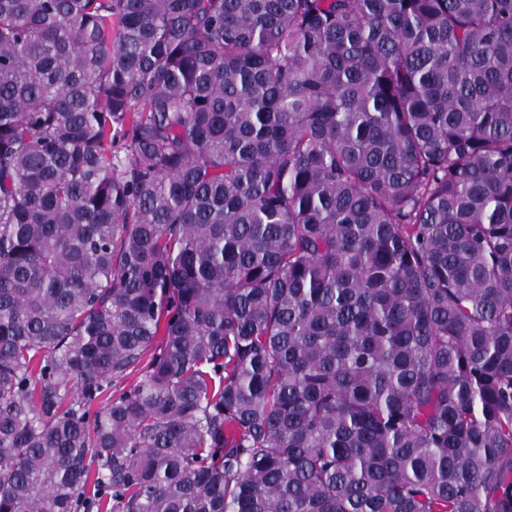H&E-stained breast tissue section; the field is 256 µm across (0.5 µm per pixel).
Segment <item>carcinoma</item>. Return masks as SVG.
<instances>
[{"mask_svg":"<svg viewBox=\"0 0 512 512\" xmlns=\"http://www.w3.org/2000/svg\"><path fill=\"white\" fill-rule=\"evenodd\" d=\"M0 512H512V0H0Z\"/></svg>","mask_w":512,"mask_h":512,"instance_id":"obj_1","label":"carcinoma"}]
</instances>
